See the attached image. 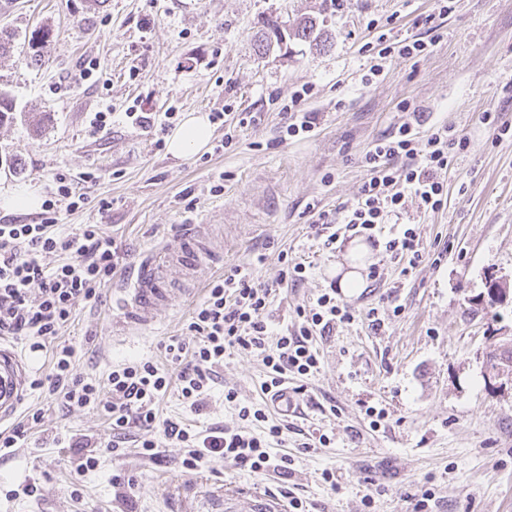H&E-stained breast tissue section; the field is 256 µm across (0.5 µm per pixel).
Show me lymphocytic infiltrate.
Masks as SVG:
<instances>
[{
	"instance_id": "1",
	"label": "lymphocytic infiltrate",
	"mask_w": 512,
	"mask_h": 512,
	"mask_svg": "<svg viewBox=\"0 0 512 512\" xmlns=\"http://www.w3.org/2000/svg\"><path fill=\"white\" fill-rule=\"evenodd\" d=\"M422 125L428 128L423 138L418 135ZM468 146L467 139L459 137L453 127L427 125L424 110L413 109L408 121L366 151L369 178L356 201L345 207L341 220L319 214L314 224L316 235L322 236L328 247L354 236L371 241L385 214L400 213L407 200H416L426 211L441 209L445 201L441 173L448 169L453 152ZM399 158L404 161L400 167L395 164ZM56 201L44 202L39 223L0 224L1 337L55 341L69 322L74 304L80 300L97 303L102 287L117 270V247L101 225L85 224L69 234L59 232ZM58 253L66 255V262L48 266L47 256ZM271 303V288L256 284L249 269L232 268L210 284L193 311L188 328L195 332L196 342L189 345L174 337L166 345V358L176 366V376L146 360L113 368L106 385L101 386L77 374L72 346L57 344L52 371L46 377L48 391L59 395L64 407L96 408L111 420L116 434L132 428L160 430L166 441L186 448V468L198 469L221 460L254 473L287 471V464L273 460L268 452L282 427L269 423L265 408L245 406L239 411L241 419L266 423L262 436L229 428L193 434L180 420H159L156 411L158 400L174 382L189 409L199 411L215 368L223 365L226 353L234 349L262 354L266 367L262 389L274 392L288 375L304 376L317 369L314 336L352 318L350 311L326 292L292 334L276 336L265 319Z\"/></svg>"
}]
</instances>
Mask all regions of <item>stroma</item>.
Listing matches in <instances>:
<instances>
[{"label":"stroma","mask_w":512,"mask_h":512,"mask_svg":"<svg viewBox=\"0 0 512 512\" xmlns=\"http://www.w3.org/2000/svg\"><path fill=\"white\" fill-rule=\"evenodd\" d=\"M307 17L328 31L324 50L290 39L259 53L268 21L290 28ZM39 27L51 45L37 64L24 39ZM0 29L14 38L0 56V92L16 109L0 124V192L27 186L48 200L59 177L71 179L83 204L60 211V223L68 232L103 225L124 272L150 247L175 245L172 225H215L225 268H250L274 287L266 317L278 334L337 284L347 246H324L313 212L337 219L355 200L368 178L362 158L401 121L400 105L426 107L430 122L470 141L444 176L442 209L410 199L387 218L414 228L422 262L406 269L384 242L371 244L379 278L337 294L352 320L314 337L317 371L289 375L294 411L269 415L285 426L270 454L290 458L287 474L218 460L189 470L184 449L169 442L152 459L139 448L147 432L135 428L107 451V417L66 410L33 387L18 414L37 411L40 421L20 447L0 449V512H291L294 497L305 512H512V390L484 374L487 354L512 333V297L487 302L490 283L512 282V0H454L445 12L438 0H0ZM381 36L425 49L382 61L372 49ZM89 59L97 69L80 79ZM376 63L379 76L363 82ZM305 86L300 107L317 113V125L282 138L281 109ZM107 109L110 130H95V113ZM135 110L154 113V125L132 124ZM486 111L507 134L482 123ZM189 112L220 118L205 151L177 159L166 138ZM83 172L93 180L81 181ZM284 254L306 265L303 281L279 284ZM168 277L169 305L127 336L110 330L112 287L101 303H75L58 340L75 348L78 374L102 385L118 365H165L170 337L195 342L192 311L216 275L190 292L178 271ZM265 375L259 353L231 352L203 409L190 411L173 386L158 416L196 432L260 433L239 410L269 406ZM370 406L385 414L375 427ZM73 437L97 446L95 468L80 469ZM27 485L35 494H23Z\"/></svg>","instance_id":"35a3bbf8"}]
</instances>
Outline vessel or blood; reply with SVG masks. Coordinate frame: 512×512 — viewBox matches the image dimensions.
I'll return each mask as SVG.
<instances>
[{
    "instance_id": "1",
    "label": "vessel or blood",
    "mask_w": 512,
    "mask_h": 512,
    "mask_svg": "<svg viewBox=\"0 0 512 512\" xmlns=\"http://www.w3.org/2000/svg\"><path fill=\"white\" fill-rule=\"evenodd\" d=\"M177 247L149 250L134 265L121 290L118 329L153 324L172 294L165 277L167 267L178 268L188 282L198 283L200 272L221 268L224 250L211 225L178 224L173 228ZM29 388V367L15 348L0 339V425L12 419Z\"/></svg>"
}]
</instances>
